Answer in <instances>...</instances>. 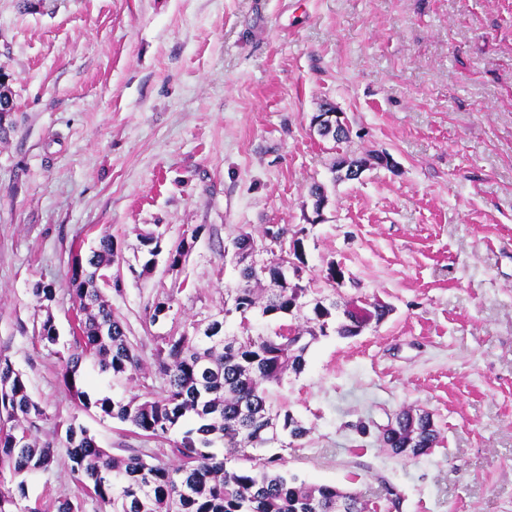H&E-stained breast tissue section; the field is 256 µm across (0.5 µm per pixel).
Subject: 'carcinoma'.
<instances>
[{"instance_id":"carcinoma-1","label":"carcinoma","mask_w":512,"mask_h":512,"mask_svg":"<svg viewBox=\"0 0 512 512\" xmlns=\"http://www.w3.org/2000/svg\"><path fill=\"white\" fill-rule=\"evenodd\" d=\"M116 250L104 236L86 262L73 264L69 279L77 304L67 347L50 315L41 323L38 339L64 363L63 382L86 411L128 423L146 438H164L192 419L195 426L182 432L175 445L179 464H152L143 456L115 457L98 446L90 431L72 419L55 425L64 433L71 471L83 484L98 512H373L356 492L330 485H309L289 477L281 456L264 449L299 442L309 429L293 414L276 405L269 387L305 367L310 342L333 330L341 337L358 335V299L343 306L327 295L309 298V289L288 281L285 269L270 258L267 272L248 264L240 270L237 287L228 289L224 309L206 324H191L179 335L159 337L155 348L158 372L165 376L162 393L150 400L93 397L83 389L80 365L89 361L114 381H131L142 371V361L127 327L105 299V288L94 284L98 269H112ZM363 306V305H361ZM309 310L308 326L282 324L271 334L224 335L230 317L285 319ZM375 323L391 308L381 302L363 306ZM150 322L167 319L168 301L146 307ZM45 413L32 399L27 380L9 357L0 354V512H36L27 499L23 476L48 472L56 461L53 443L34 435ZM429 413L403 407L393 415L389 432L379 431L381 447L408 458L424 455L438 443L439 433L426 430ZM226 449L220 458L216 444ZM234 459L248 462L230 465ZM10 474L12 489L5 485Z\"/></svg>"}]
</instances>
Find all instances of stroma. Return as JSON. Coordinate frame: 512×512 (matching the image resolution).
<instances>
[{"mask_svg": "<svg viewBox=\"0 0 512 512\" xmlns=\"http://www.w3.org/2000/svg\"><path fill=\"white\" fill-rule=\"evenodd\" d=\"M0 71L15 110L0 141V354L45 413L36 435L58 454L27 475L43 512L86 502L56 417L100 447L176 466L180 432L162 441L76 406L57 358L37 339L46 314L70 336L69 272L101 236L118 253L112 309L148 364L113 382L85 363L89 391L151 399L159 337L224 306L239 280L240 232L301 241L302 282L337 299L392 307L358 336L313 342L300 374L272 395L309 427L285 449L309 484L402 497L401 512H512V0H0ZM343 112L349 134L321 138L312 118ZM385 152L357 180L336 157ZM325 186L315 214L309 188ZM188 239L178 267L144 272V233ZM54 283L40 307L36 284ZM172 304L165 322L145 308ZM439 432L411 460L360 436L401 407Z\"/></svg>", "mask_w": 512, "mask_h": 512, "instance_id": "stroma-1", "label": "stroma"}]
</instances>
